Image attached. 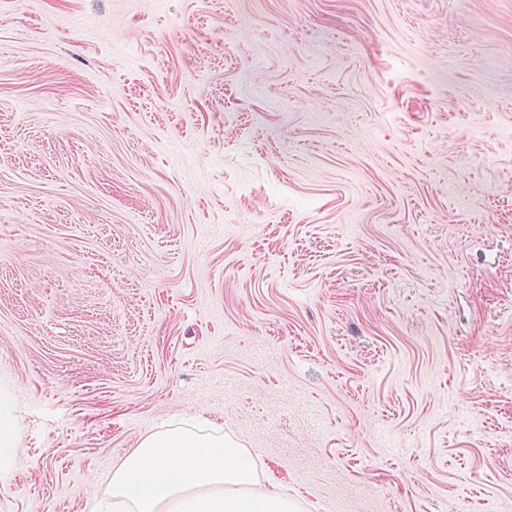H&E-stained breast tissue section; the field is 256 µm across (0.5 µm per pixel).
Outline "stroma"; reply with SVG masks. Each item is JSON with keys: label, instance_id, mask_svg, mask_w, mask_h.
<instances>
[{"label": "stroma", "instance_id": "1", "mask_svg": "<svg viewBox=\"0 0 512 512\" xmlns=\"http://www.w3.org/2000/svg\"><path fill=\"white\" fill-rule=\"evenodd\" d=\"M0 400V512L186 421L512 512V0H0ZM19 432L11 413L0 409V457H11L21 448Z\"/></svg>", "mask_w": 512, "mask_h": 512}]
</instances>
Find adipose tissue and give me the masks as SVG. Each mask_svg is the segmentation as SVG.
<instances>
[{"mask_svg": "<svg viewBox=\"0 0 512 512\" xmlns=\"http://www.w3.org/2000/svg\"><path fill=\"white\" fill-rule=\"evenodd\" d=\"M110 486L116 512H300L248 449L184 428L142 439Z\"/></svg>", "mask_w": 512, "mask_h": 512, "instance_id": "adipose-tissue-1", "label": "adipose tissue"}]
</instances>
